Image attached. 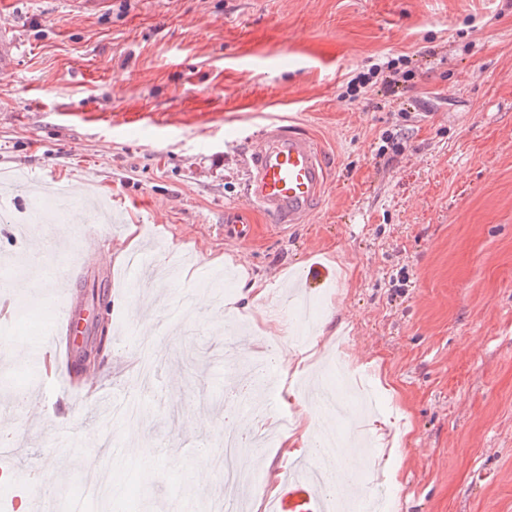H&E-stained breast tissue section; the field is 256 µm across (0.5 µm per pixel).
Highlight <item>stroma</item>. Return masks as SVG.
Instances as JSON below:
<instances>
[{"mask_svg":"<svg viewBox=\"0 0 512 512\" xmlns=\"http://www.w3.org/2000/svg\"><path fill=\"white\" fill-rule=\"evenodd\" d=\"M2 12L15 24L0 37V174L66 182L72 203L49 218L30 197L0 200L15 218L0 222V254H31L86 197L107 202L114 223L71 224L67 250L47 259L91 313L76 344L99 345L72 380L131 400L138 342L161 354L139 438L115 456L94 437L123 440L120 419L30 374L25 344L50 333V310L21 288L28 271L10 269L0 424L19 472L0 474L7 512H39L33 475L56 512H211L224 475L203 479L198 451L222 449L224 366L249 383L258 349L281 340L307 353L298 384L324 377L338 344L372 373L387 426L376 461L355 469L365 492L382 490L392 512H512V0H0ZM381 55L410 57L412 88L349 99L348 81ZM272 119L315 137L329 167L308 223L285 230L245 195L250 139ZM230 203L246 208L249 239L214 232ZM131 228L155 266L184 261L179 282L128 285L113 254ZM295 281L319 305L310 333L323 346L271 319ZM202 292L207 305H186L174 327L178 300ZM107 301L114 338L98 317ZM61 454L69 471L45 469ZM293 463L275 440L242 448L241 512H267L259 485Z\"/></svg>","mask_w":512,"mask_h":512,"instance_id":"1","label":"stroma"}]
</instances>
